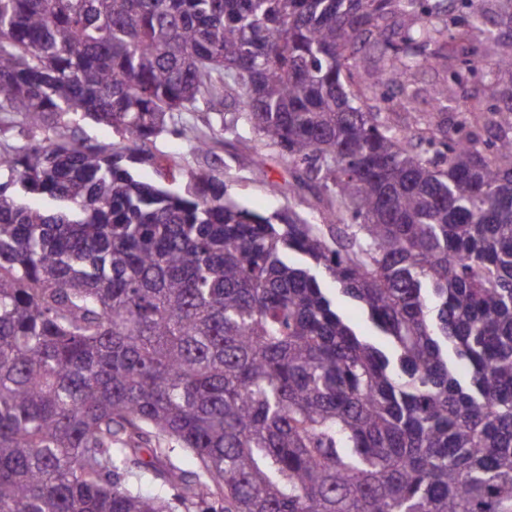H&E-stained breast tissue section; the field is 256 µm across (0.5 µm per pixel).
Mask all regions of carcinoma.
I'll return each instance as SVG.
<instances>
[{"instance_id":"obj_1","label":"carcinoma","mask_w":512,"mask_h":512,"mask_svg":"<svg viewBox=\"0 0 512 512\" xmlns=\"http://www.w3.org/2000/svg\"><path fill=\"white\" fill-rule=\"evenodd\" d=\"M450 39L512 69V0H0V112L123 138L0 153V512H512V103L436 120ZM226 96L322 223L153 151Z\"/></svg>"}]
</instances>
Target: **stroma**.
<instances>
[{"mask_svg":"<svg viewBox=\"0 0 512 512\" xmlns=\"http://www.w3.org/2000/svg\"><path fill=\"white\" fill-rule=\"evenodd\" d=\"M471 100H492L504 105L512 102V75L498 72L492 65H485L481 74L470 78L463 87L452 90V97L441 118L449 126L463 122L465 107ZM255 133L247 124H239L236 130L213 135L208 151L201 155L188 152V140L171 134L158 137L160 152L186 157L189 166L208 168L224 182L225 197L242 208L264 216L282 209H292L310 222H318L315 190L312 186L298 183L292 170L274 152L263 157L264 179H257L251 162L238 156V141L254 138ZM276 185V192H269V185Z\"/></svg>","mask_w":512,"mask_h":512,"instance_id":"stroma-1","label":"stroma"}]
</instances>
